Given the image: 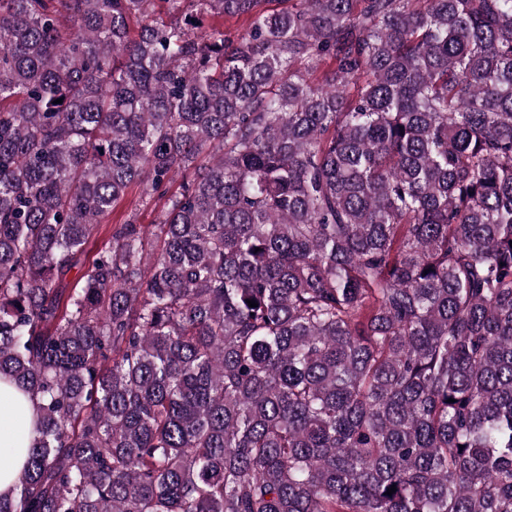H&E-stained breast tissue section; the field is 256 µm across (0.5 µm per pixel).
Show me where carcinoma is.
I'll return each mask as SVG.
<instances>
[{
    "label": "carcinoma",
    "mask_w": 512,
    "mask_h": 512,
    "mask_svg": "<svg viewBox=\"0 0 512 512\" xmlns=\"http://www.w3.org/2000/svg\"><path fill=\"white\" fill-rule=\"evenodd\" d=\"M267 2L0 0V512H512V0ZM0 402V457L7 459L0 464V494L4 495L14 488L25 461L26 448L37 435L32 423L37 408L26 394L3 377H0ZM2 403L20 407L22 419H17Z\"/></svg>",
    "instance_id": "obj_1"
}]
</instances>
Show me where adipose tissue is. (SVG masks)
Returning a JSON list of instances; mask_svg holds the SVG:
<instances>
[{
  "label": "adipose tissue",
  "mask_w": 512,
  "mask_h": 512,
  "mask_svg": "<svg viewBox=\"0 0 512 512\" xmlns=\"http://www.w3.org/2000/svg\"><path fill=\"white\" fill-rule=\"evenodd\" d=\"M36 405L0 377V494L11 492L36 436Z\"/></svg>",
  "instance_id": "adipose-tissue-1"
}]
</instances>
